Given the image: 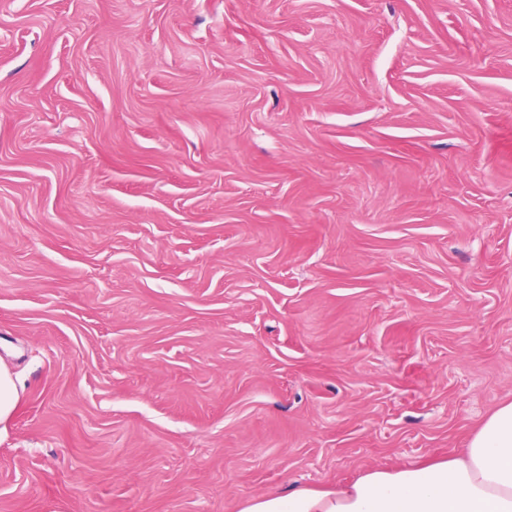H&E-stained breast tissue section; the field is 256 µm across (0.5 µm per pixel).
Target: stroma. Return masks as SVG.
Here are the masks:
<instances>
[{
  "mask_svg": "<svg viewBox=\"0 0 512 512\" xmlns=\"http://www.w3.org/2000/svg\"><path fill=\"white\" fill-rule=\"evenodd\" d=\"M0 512H239L512 400V0H0ZM20 382L6 364L0 361V424H6L20 402Z\"/></svg>",
  "mask_w": 512,
  "mask_h": 512,
  "instance_id": "obj_1",
  "label": "stroma"
}]
</instances>
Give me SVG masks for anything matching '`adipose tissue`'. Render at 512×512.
I'll list each match as a JSON object with an SVG mask.
<instances>
[{"label": "adipose tissue", "mask_w": 512, "mask_h": 512, "mask_svg": "<svg viewBox=\"0 0 512 512\" xmlns=\"http://www.w3.org/2000/svg\"><path fill=\"white\" fill-rule=\"evenodd\" d=\"M240 512H512V401L448 457L367 470L333 488L253 496Z\"/></svg>", "instance_id": "adipose-tissue-1"}]
</instances>
